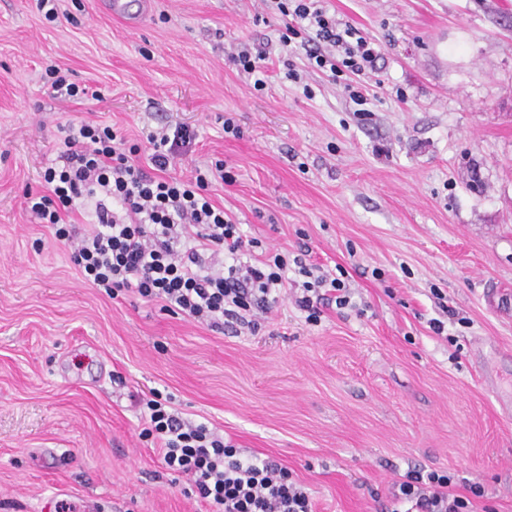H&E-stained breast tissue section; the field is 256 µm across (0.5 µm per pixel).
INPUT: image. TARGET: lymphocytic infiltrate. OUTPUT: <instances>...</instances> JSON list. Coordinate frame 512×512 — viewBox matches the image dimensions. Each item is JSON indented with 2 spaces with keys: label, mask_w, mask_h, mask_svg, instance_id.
<instances>
[{
  "label": "lymphocytic infiltrate",
  "mask_w": 512,
  "mask_h": 512,
  "mask_svg": "<svg viewBox=\"0 0 512 512\" xmlns=\"http://www.w3.org/2000/svg\"><path fill=\"white\" fill-rule=\"evenodd\" d=\"M285 17L283 46L299 43L310 65L331 75L364 81L378 51L351 24L328 15L320 0H273ZM58 155L45 169L47 191L29 196L32 215L54 226L58 241L71 247V260L92 286L115 296L134 291L162 301L166 310L215 330L259 328L287 288L302 276L294 303L307 321H318L324 301L352 304L345 282L322 272L301 246L296 256L257 254V239L245 238L237 220L216 206L212 182L232 184L223 164L194 179L164 178L171 160L193 139L185 126L151 134L150 169L133 164L114 128L79 120L59 125ZM95 203V222L80 237L64 228L65 216L85 201ZM166 468L185 477L207 512H315L307 492L287 468L271 459L240 458L234 445L205 424L182 419L159 393L139 400ZM381 512H474L450 473L414 468L394 482Z\"/></svg>",
  "instance_id": "lymphocytic-infiltrate-1"
}]
</instances>
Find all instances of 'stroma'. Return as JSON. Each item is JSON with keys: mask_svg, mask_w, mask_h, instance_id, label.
Wrapping results in <instances>:
<instances>
[{"mask_svg": "<svg viewBox=\"0 0 512 512\" xmlns=\"http://www.w3.org/2000/svg\"><path fill=\"white\" fill-rule=\"evenodd\" d=\"M379 51L364 105L279 42L268 0H153L139 29L97 0H0V512H205L166 470L138 400L168 398L244 458L287 467L316 512H380L408 469L512 512V0H326ZM266 50L254 91L231 60ZM293 65L300 80L284 76ZM55 66L88 90L60 96ZM242 129L224 132L225 118ZM114 127L149 164V132L196 133L167 177L223 161L214 202L263 250L308 245L352 307L306 322L281 297L257 332L216 331L85 284L36 223L57 127ZM456 312L444 318L441 304ZM443 319L434 333L431 319Z\"/></svg>", "mask_w": 512, "mask_h": 512, "instance_id": "obj_1", "label": "stroma"}]
</instances>
